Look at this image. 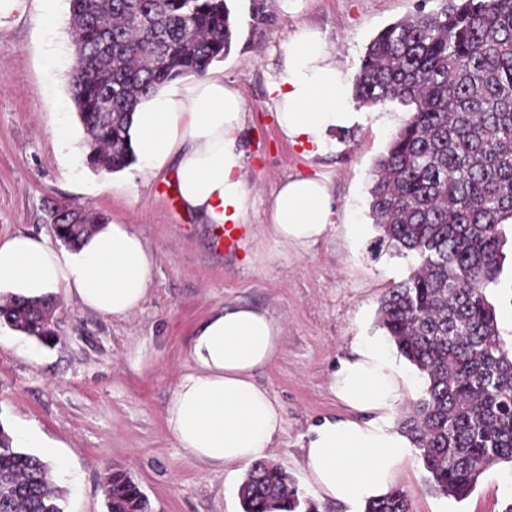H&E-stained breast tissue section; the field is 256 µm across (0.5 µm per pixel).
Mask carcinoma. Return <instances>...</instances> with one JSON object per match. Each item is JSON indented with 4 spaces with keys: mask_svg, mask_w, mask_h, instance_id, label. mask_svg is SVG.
I'll return each instance as SVG.
<instances>
[{
    "mask_svg": "<svg viewBox=\"0 0 512 512\" xmlns=\"http://www.w3.org/2000/svg\"><path fill=\"white\" fill-rule=\"evenodd\" d=\"M252 21L272 20L250 0ZM75 47L67 75L92 168L120 171L136 105L184 76L205 75L229 54L227 0H70ZM362 106H414L376 163L369 214L378 246L417 264L388 290L379 326L424 379L402 425L420 451L431 491L462 501L489 467L512 464V358L486 289L501 274V225L512 219V0H443L382 29L353 84ZM48 209L57 238L75 248L100 219ZM55 298L0 302V321L53 344ZM64 489L39 454L0 428V512H63ZM242 512H301L293 480L255 462L239 487ZM107 512H150L125 471L105 485ZM364 512H410L394 489Z\"/></svg>",
    "mask_w": 512,
    "mask_h": 512,
    "instance_id": "obj_1",
    "label": "carcinoma"
}]
</instances>
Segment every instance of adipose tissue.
<instances>
[{"mask_svg":"<svg viewBox=\"0 0 512 512\" xmlns=\"http://www.w3.org/2000/svg\"><path fill=\"white\" fill-rule=\"evenodd\" d=\"M267 93L283 138L318 152L326 150L330 129L353 119L332 49L306 26L288 36ZM244 123L240 91L208 74L142 101L129 147L141 176L172 171L184 211L208 224L243 226L253 207L240 143ZM332 206L322 180L287 179L271 193L265 230L278 243L306 248L329 233ZM155 268L154 252L131 224L100 225L75 249L29 234L0 238V297L37 299L62 290L116 321L146 302ZM282 340L277 320L246 305L218 308L198 326L166 406L167 427L187 457L227 469L270 457L284 430L283 410L255 375L280 353ZM413 389L383 338L356 339L329 381L348 413L315 423L304 449L307 483L319 499L354 510L396 487L413 442L395 413Z\"/></svg>","mask_w":512,"mask_h":512,"instance_id":"1","label":"adipose tissue"}]
</instances>
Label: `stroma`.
I'll return each mask as SVG.
<instances>
[{"instance_id": "stroma-1", "label": "stroma", "mask_w": 512, "mask_h": 512, "mask_svg": "<svg viewBox=\"0 0 512 512\" xmlns=\"http://www.w3.org/2000/svg\"><path fill=\"white\" fill-rule=\"evenodd\" d=\"M440 0H274L273 23L253 26L249 0H230L235 34L214 75L237 86L245 102L241 133L251 221H265L275 186L298 174L326 182L333 197L332 230L316 245L294 250L268 236H241L225 247L215 227L168 199L163 178L92 169L85 132L67 82L75 48L69 2L58 0L53 26H45L39 0L0 19V236L53 237L52 203L78 205L105 218L136 225L157 258L153 289L128 320L83 309L57 293L59 338L45 346L26 337L0 343V427L35 423L52 442L41 454L67 491L65 512H106L104 484L121 469L139 483L152 512H241L238 482L223 467L185 456L169 432L165 407L187 365L195 329L214 309L247 304L268 311L283 326L280 354L255 379L281 402L284 431L270 460L296 482L304 497L302 445L311 424L344 409L329 391L338 362L358 336H379L377 309L389 288L407 277L414 256L378 250L369 215L371 172L409 116L396 101L373 106L347 99L353 122L330 132V146L285 141L267 95L275 75L273 52L299 24L332 46L336 66L353 84L372 38L388 24ZM58 78L44 88V71ZM66 124L79 146L63 160L52 133ZM367 232L352 241L348 227ZM507 258L486 291L501 336L512 315V224L504 225ZM512 465L487 469L473 493L456 501L432 492L419 456H411L398 483L412 512H502L512 502L503 486Z\"/></svg>"}]
</instances>
